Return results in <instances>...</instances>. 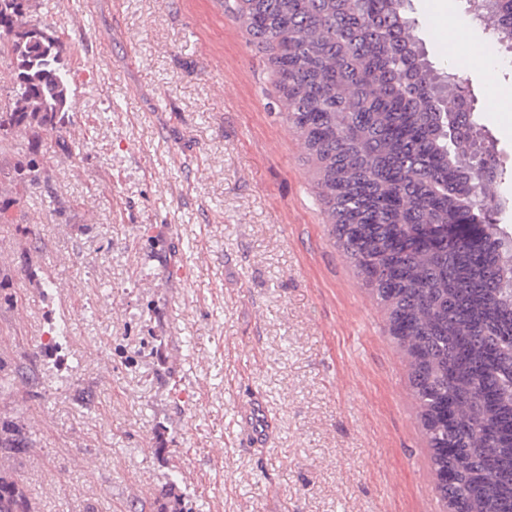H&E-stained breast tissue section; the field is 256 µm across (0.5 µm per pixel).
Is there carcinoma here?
I'll return each instance as SVG.
<instances>
[{
    "instance_id": "carcinoma-1",
    "label": "carcinoma",
    "mask_w": 512,
    "mask_h": 512,
    "mask_svg": "<svg viewBox=\"0 0 512 512\" xmlns=\"http://www.w3.org/2000/svg\"><path fill=\"white\" fill-rule=\"evenodd\" d=\"M406 0H225L269 53L286 119L320 175L332 233L386 308L409 356L439 500L454 512H512V238L492 221L502 172L459 77L417 47ZM512 42V0H487ZM33 0H0V136L29 152L18 185L41 181L33 147L62 128L69 72L31 20ZM456 240L448 243V225ZM25 367L0 361V394ZM24 425L0 423V512H34L15 461Z\"/></svg>"
}]
</instances>
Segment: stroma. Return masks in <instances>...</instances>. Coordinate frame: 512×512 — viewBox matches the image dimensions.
Returning <instances> with one entry per match:
<instances>
[{
  "label": "stroma",
  "mask_w": 512,
  "mask_h": 512,
  "mask_svg": "<svg viewBox=\"0 0 512 512\" xmlns=\"http://www.w3.org/2000/svg\"><path fill=\"white\" fill-rule=\"evenodd\" d=\"M71 95L16 188L0 142V361L34 372L0 421L34 449L35 512H425L436 501L408 357L330 232L266 55L217 0H36ZM459 74L504 174L512 63ZM269 431L248 440L247 404Z\"/></svg>",
  "instance_id": "obj_1"
}]
</instances>
